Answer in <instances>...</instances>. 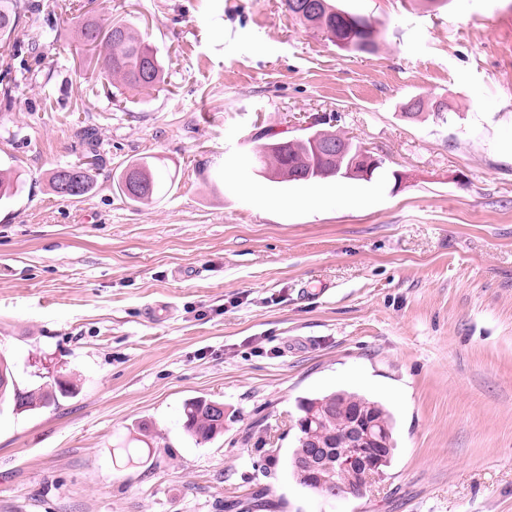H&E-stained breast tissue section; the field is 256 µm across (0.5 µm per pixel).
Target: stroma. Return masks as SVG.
<instances>
[{"label":"stroma","instance_id":"stroma-1","mask_svg":"<svg viewBox=\"0 0 512 512\" xmlns=\"http://www.w3.org/2000/svg\"><path fill=\"white\" fill-rule=\"evenodd\" d=\"M0 48V355L57 405L0 404V512H512V0H335L381 36L349 55L281 0H36ZM124 23L163 84L108 86L73 18ZM447 106L446 121L406 103ZM384 159L371 180L281 183L249 158L302 122ZM94 129L96 147L82 140ZM154 156L135 205L113 177ZM95 161L88 194H54ZM381 402L395 449L359 495L288 469L301 398ZM224 405L198 445L183 405ZM151 453L127 460L139 430ZM91 165L92 164L90 163H84L56 168L51 172L49 178L52 190L61 197H80L85 195L92 189L94 183L95 175L93 174V168ZM65 172H71L74 175L73 178L76 181L78 192L69 194L70 192L77 191V187L76 184L68 177L62 181V176L66 175ZM60 182L62 191L67 195L59 193Z\"/></svg>","mask_w":512,"mask_h":512}]
</instances>
